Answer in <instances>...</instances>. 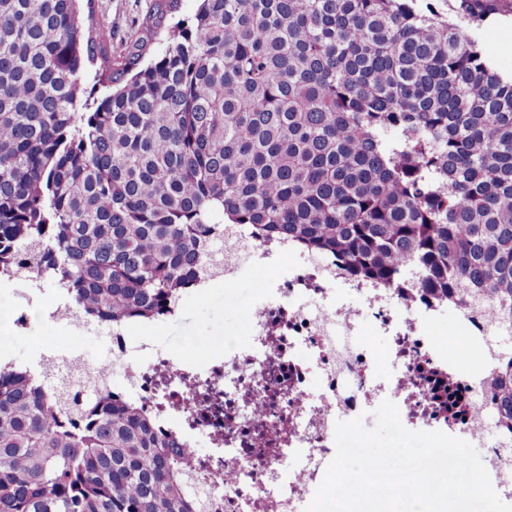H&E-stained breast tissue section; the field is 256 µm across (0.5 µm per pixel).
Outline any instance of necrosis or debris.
I'll list each match as a JSON object with an SVG mask.
<instances>
[{"mask_svg": "<svg viewBox=\"0 0 512 512\" xmlns=\"http://www.w3.org/2000/svg\"><path fill=\"white\" fill-rule=\"evenodd\" d=\"M231 239L273 271L259 287L248 343L228 339L198 357L136 358L129 352L135 325L103 330L112 388L193 448L204 512H303L335 456L336 422L387 399L407 429L439 430L483 448L495 491L512 504V432L483 423L491 363L471 368L432 335L448 313L466 342L486 344L499 328L485 310L352 279L335 259L258 241L242 227ZM438 380L462 398L463 416L434 405ZM203 438L212 446L205 455L197 451Z\"/></svg>", "mask_w": 512, "mask_h": 512, "instance_id": "obj_1", "label": "necrosis or debris"}]
</instances>
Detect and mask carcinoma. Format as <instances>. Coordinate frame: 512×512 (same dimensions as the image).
Wrapping results in <instances>:
<instances>
[{
  "mask_svg": "<svg viewBox=\"0 0 512 512\" xmlns=\"http://www.w3.org/2000/svg\"><path fill=\"white\" fill-rule=\"evenodd\" d=\"M78 2L0 0V275L149 322L249 224L512 329V73L482 40L512 0H156L117 56ZM488 384L512 428V355ZM191 463L107 387L0 366V512H202Z\"/></svg>",
  "mask_w": 512,
  "mask_h": 512,
  "instance_id": "cac0c4a2",
  "label": "carcinoma"
}]
</instances>
